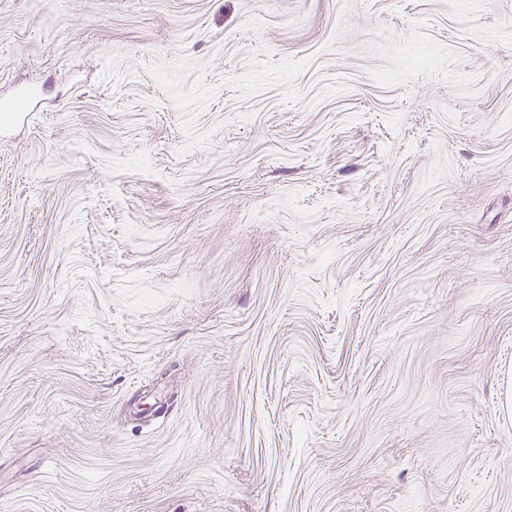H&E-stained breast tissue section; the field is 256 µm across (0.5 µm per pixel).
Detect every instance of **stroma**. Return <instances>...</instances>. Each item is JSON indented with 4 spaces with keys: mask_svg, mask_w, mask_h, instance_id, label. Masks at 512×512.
Listing matches in <instances>:
<instances>
[{
    "mask_svg": "<svg viewBox=\"0 0 512 512\" xmlns=\"http://www.w3.org/2000/svg\"><path fill=\"white\" fill-rule=\"evenodd\" d=\"M0 512H512V0H0Z\"/></svg>",
    "mask_w": 512,
    "mask_h": 512,
    "instance_id": "obj_1",
    "label": "stroma"
}]
</instances>
